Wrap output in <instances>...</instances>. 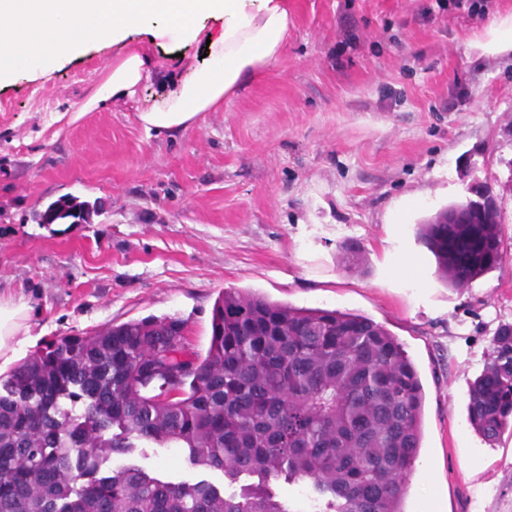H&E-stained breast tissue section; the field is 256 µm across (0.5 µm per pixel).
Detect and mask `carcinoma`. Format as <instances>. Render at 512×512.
Instances as JSON below:
<instances>
[{"label":"carcinoma","mask_w":512,"mask_h":512,"mask_svg":"<svg viewBox=\"0 0 512 512\" xmlns=\"http://www.w3.org/2000/svg\"><path fill=\"white\" fill-rule=\"evenodd\" d=\"M97 205L63 195L40 224H88ZM417 240L437 274L459 287L448 260L475 279L503 256L479 226ZM360 268L362 251L341 246ZM176 317L149 318L58 336L0 385V512H293L273 480L305 482L322 512H405L422 448L424 392L403 344L368 316L294 307L251 289H227L213 309L207 354ZM82 402L74 416L63 401ZM468 420L490 445L512 428V324L491 339L470 382ZM180 444L193 465L229 482L165 481L112 456L133 440Z\"/></svg>","instance_id":"carcinoma-1"}]
</instances>
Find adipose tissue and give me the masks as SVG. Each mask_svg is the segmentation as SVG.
<instances>
[{
	"label": "adipose tissue",
	"instance_id": "1",
	"mask_svg": "<svg viewBox=\"0 0 512 512\" xmlns=\"http://www.w3.org/2000/svg\"><path fill=\"white\" fill-rule=\"evenodd\" d=\"M223 18L207 34L197 21ZM288 0H0V81L15 69L39 71L44 61L75 56L86 42L112 45L117 62L84 110L134 98L149 76L171 88L162 104L139 113L146 130L176 135L199 113L210 111L256 71L275 61L288 36ZM180 50L206 43L208 63L190 78L173 70L152 72V61L129 46L130 31ZM30 305L0 298V359L16 355L15 338L28 332Z\"/></svg>",
	"mask_w": 512,
	"mask_h": 512
}]
</instances>
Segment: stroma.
<instances>
[{"label":"stroma","mask_w":512,"mask_h":512,"mask_svg":"<svg viewBox=\"0 0 512 512\" xmlns=\"http://www.w3.org/2000/svg\"><path fill=\"white\" fill-rule=\"evenodd\" d=\"M288 11L280 57L171 137L138 118L168 94L152 78L136 104L83 111L115 62L95 41L0 84V297L32 308L17 356L166 316L203 354L228 288L361 313L399 339L425 390L406 512H512V434L488 445L466 410L495 330L512 324V53L477 48L512 0H288ZM477 183L498 197L507 253L453 289L415 226ZM65 194L98 216L35 222ZM345 241L365 267L341 263ZM129 462L228 494L253 482L192 465L175 444L139 440L112 460Z\"/></svg>","instance_id":"35a3bbf8"}]
</instances>
